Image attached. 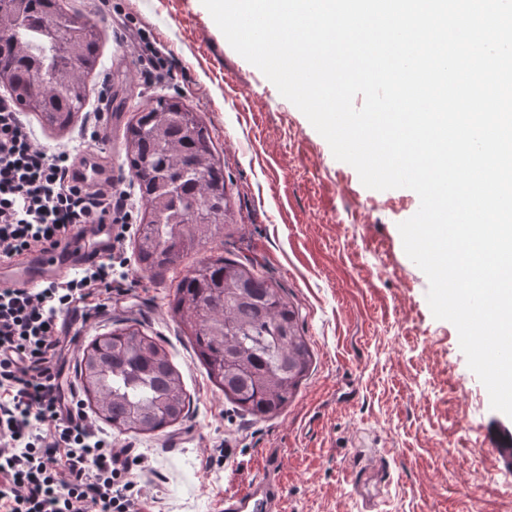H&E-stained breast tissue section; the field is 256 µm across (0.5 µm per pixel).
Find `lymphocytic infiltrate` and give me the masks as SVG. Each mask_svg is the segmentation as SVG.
<instances>
[{
	"instance_id": "1",
	"label": "lymphocytic infiltrate",
	"mask_w": 512,
	"mask_h": 512,
	"mask_svg": "<svg viewBox=\"0 0 512 512\" xmlns=\"http://www.w3.org/2000/svg\"><path fill=\"white\" fill-rule=\"evenodd\" d=\"M70 150L36 145L0 97V260L66 240L83 224H127L124 194L72 183ZM112 301V259L42 288L0 287V512H141L130 463L93 433L57 382L61 315Z\"/></svg>"
}]
</instances>
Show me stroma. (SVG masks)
I'll return each mask as SVG.
<instances>
[{"mask_svg": "<svg viewBox=\"0 0 512 512\" xmlns=\"http://www.w3.org/2000/svg\"><path fill=\"white\" fill-rule=\"evenodd\" d=\"M68 3L99 18L102 46L87 105L70 127L57 133L26 113L35 142L75 154L94 148L138 218L144 203L125 163L126 126L152 98L177 96L208 127L229 200L223 234L160 276L140 269L126 234L112 248V273L137 287L103 311L60 318L71 338L60 381L76 400L84 398L82 349L126 324L159 337L182 375L183 421L152 435L112 434L144 512H217L226 493L270 467L282 484L280 512H365L360 470L384 475L377 512H512V418L491 408L456 328L433 317L427 277L403 248L398 225L417 212L418 195L366 188L231 47L202 0H112L108 15L95 0ZM138 31L169 58L165 79L146 80L130 39ZM220 256L284 288L312 353L295 398L267 419L233 409L171 309L187 271Z\"/></svg>", "mask_w": 512, "mask_h": 512, "instance_id": "35a3bbf8", "label": "stroma"}]
</instances>
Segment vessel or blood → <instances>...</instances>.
Returning <instances> with one entry per match:
<instances>
[{
  "label": "vessel or blood",
  "mask_w": 512,
  "mask_h": 512,
  "mask_svg": "<svg viewBox=\"0 0 512 512\" xmlns=\"http://www.w3.org/2000/svg\"><path fill=\"white\" fill-rule=\"evenodd\" d=\"M112 250L110 224L87 225L82 235L60 245L47 246L22 258L0 262V287H26L59 281L68 268L88 266ZM277 484L270 475L259 476L244 491L224 497L223 512H276Z\"/></svg>",
  "instance_id": "obj_1"
}]
</instances>
